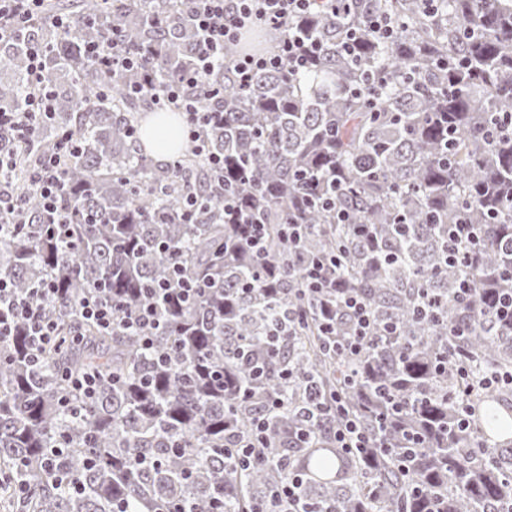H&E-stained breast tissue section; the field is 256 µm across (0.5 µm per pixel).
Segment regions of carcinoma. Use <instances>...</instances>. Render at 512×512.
Segmentation results:
<instances>
[{
    "label": "carcinoma",
    "instance_id": "1",
    "mask_svg": "<svg viewBox=\"0 0 512 512\" xmlns=\"http://www.w3.org/2000/svg\"><path fill=\"white\" fill-rule=\"evenodd\" d=\"M350 0L347 13L293 20L313 42L308 68L233 82L242 45L187 88L223 174L187 148L166 167L144 152L138 117L156 108L131 87L179 81L199 64L193 0L55 5L0 40V111L26 108L27 49L42 52L51 108L29 142L0 137L14 165L0 198L21 231L0 237V276L57 324L32 355L24 324L0 341V491L11 512H264L298 487L301 512H512V387L474 388L475 370L512 371V0ZM392 36L372 34L373 15ZM362 36L357 53L343 43ZM121 42L141 67L102 72L84 46ZM60 159L63 227L51 223L39 166ZM241 213L225 222L224 205ZM478 224L467 259L445 262L448 225ZM265 228L263 251L246 230ZM298 225L299 238L284 234ZM328 262L335 287L303 273ZM198 285L191 303L166 283L173 265ZM473 282L468 297L456 284ZM162 329L152 347L120 327L144 292ZM375 332L357 356L342 293ZM112 300L103 331L79 315ZM428 303L427 313L420 312ZM96 371V397L69 377ZM319 426L305 408L307 386ZM264 450L234 462L253 424ZM355 421L369 447H336Z\"/></svg>",
    "mask_w": 512,
    "mask_h": 512
}]
</instances>
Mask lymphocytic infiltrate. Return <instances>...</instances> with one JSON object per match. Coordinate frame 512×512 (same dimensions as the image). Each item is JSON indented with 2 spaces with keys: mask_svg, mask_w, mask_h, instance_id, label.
<instances>
[{
  "mask_svg": "<svg viewBox=\"0 0 512 512\" xmlns=\"http://www.w3.org/2000/svg\"><path fill=\"white\" fill-rule=\"evenodd\" d=\"M342 10L341 0H195L194 17L203 51L201 68L211 66L222 55L224 46L238 42L242 31L254 24L264 27L277 37V49L272 53L243 54L233 64L236 82L245 86L260 71L275 70L282 65L305 68L311 46L291 26L294 18L314 14L321 9ZM39 298L21 296L6 278L0 277V338L10 336L16 323H24L33 351L52 342L56 326L39 307Z\"/></svg>",
  "mask_w": 512,
  "mask_h": 512,
  "instance_id": "obj_1",
  "label": "lymphocytic infiltrate"
}]
</instances>
